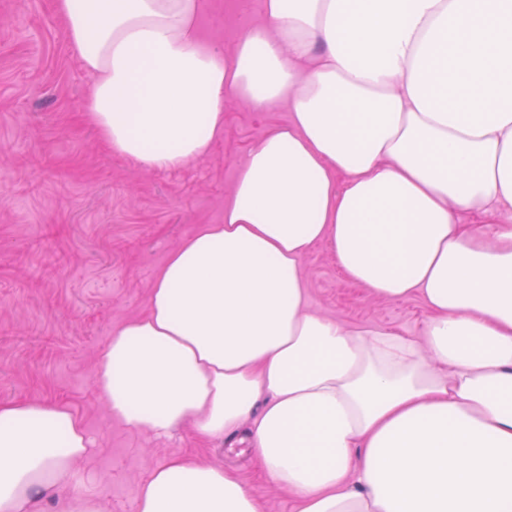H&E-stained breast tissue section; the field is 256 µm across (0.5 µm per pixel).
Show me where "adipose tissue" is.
Listing matches in <instances>:
<instances>
[{"label": "adipose tissue", "mask_w": 512, "mask_h": 512, "mask_svg": "<svg viewBox=\"0 0 512 512\" xmlns=\"http://www.w3.org/2000/svg\"><path fill=\"white\" fill-rule=\"evenodd\" d=\"M54 6L93 79L86 120L145 168L206 155L226 97L292 112L101 349L112 419L246 431L292 512H512V0H264L228 53L201 40V0ZM320 242L371 296L420 299L423 336L310 312ZM89 446L65 403H0V512H102L77 488ZM137 512L261 506L175 455Z\"/></svg>", "instance_id": "1"}]
</instances>
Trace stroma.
<instances>
[{
	"label": "stroma",
	"instance_id": "stroma-1",
	"mask_svg": "<svg viewBox=\"0 0 512 512\" xmlns=\"http://www.w3.org/2000/svg\"><path fill=\"white\" fill-rule=\"evenodd\" d=\"M263 21V0H204L198 26L229 51ZM91 83L53 0H0V402L58 401L82 418L92 452L77 467L79 485L103 512H136L141 483L176 454L236 470L263 512H291L238 439H207L189 424L164 438L129 431L94 386L111 332L145 310L156 271L182 240L223 222L244 158L288 122V107L227 100L223 139L157 171L106 151L83 119ZM301 272L311 311L422 336L419 299L371 297L326 244L308 252Z\"/></svg>",
	"mask_w": 512,
	"mask_h": 512
}]
</instances>
